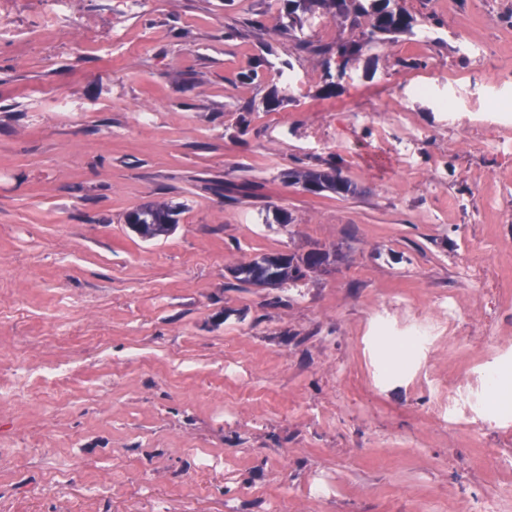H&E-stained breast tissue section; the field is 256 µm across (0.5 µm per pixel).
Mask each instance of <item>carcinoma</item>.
<instances>
[{
  "label": "carcinoma",
  "instance_id": "1",
  "mask_svg": "<svg viewBox=\"0 0 512 512\" xmlns=\"http://www.w3.org/2000/svg\"><path fill=\"white\" fill-rule=\"evenodd\" d=\"M368 20V31L358 41L337 42L327 46H318L314 52L328 56L335 54L349 62L360 56L364 50L384 42L398 34L416 35L418 21L399 4L398 0H286L282 27L305 46V24L312 19L336 21L349 19L359 22ZM288 181L295 184H314L315 193L331 192L340 197L358 194L357 186L344 177L334 166L325 169L303 167L291 169L287 173ZM176 208L165 204H146L130 211L126 222L139 225L138 234L145 240H153L169 235L177 224ZM280 262V286L299 288L308 274L318 267V263L295 254L261 255L238 265L232 270V276L241 284L256 285L262 279L261 263L268 260Z\"/></svg>",
  "mask_w": 512,
  "mask_h": 512
}]
</instances>
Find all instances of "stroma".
<instances>
[{"label":"stroma","instance_id":"35a3bbf8","mask_svg":"<svg viewBox=\"0 0 512 512\" xmlns=\"http://www.w3.org/2000/svg\"><path fill=\"white\" fill-rule=\"evenodd\" d=\"M400 4L430 43L373 46L331 97L284 0H75L112 49L82 62L63 36L0 41V512H512V418L476 379L483 418L445 399L484 366L512 392V156L484 119L512 101V0ZM391 112L424 133L413 168ZM299 160L358 195L287 183ZM153 202L178 223L147 241L125 216ZM314 247L336 260L301 287L231 275ZM464 288L459 342L432 304ZM413 315L434 335L407 353ZM62 360L66 390L21 388Z\"/></svg>","mask_w":512,"mask_h":512}]
</instances>
